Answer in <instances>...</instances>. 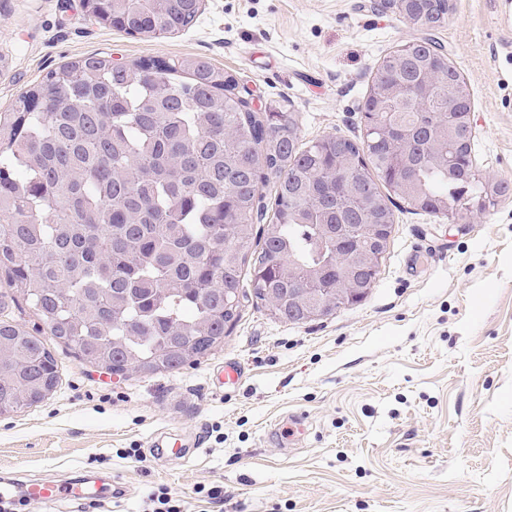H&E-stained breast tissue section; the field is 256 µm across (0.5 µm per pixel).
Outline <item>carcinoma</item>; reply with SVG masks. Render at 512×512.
I'll return each mask as SVG.
<instances>
[{
    "instance_id": "obj_1",
    "label": "carcinoma",
    "mask_w": 512,
    "mask_h": 512,
    "mask_svg": "<svg viewBox=\"0 0 512 512\" xmlns=\"http://www.w3.org/2000/svg\"><path fill=\"white\" fill-rule=\"evenodd\" d=\"M101 26L141 39L192 27L197 0H85ZM449 0H414L420 29L448 19ZM435 51L408 41L374 82L425 90L421 101L367 96L363 117L403 129L302 143L293 113L244 112L235 81L204 56L113 67L96 53L63 63L0 113V274L52 339L91 365L175 372L224 343L252 299L298 324L336 282L340 224H393L392 197L432 214L464 215L509 185L482 181L472 136L450 126L448 81L432 82ZM401 164L388 163L394 150ZM273 184L271 205L261 188ZM273 222L255 231L266 208ZM280 308L273 309L270 298ZM0 300V396L27 406L56 388L59 365Z\"/></svg>"
}]
</instances>
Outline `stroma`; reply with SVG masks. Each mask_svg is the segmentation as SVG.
<instances>
[{"mask_svg":"<svg viewBox=\"0 0 512 512\" xmlns=\"http://www.w3.org/2000/svg\"><path fill=\"white\" fill-rule=\"evenodd\" d=\"M418 35L384 0H206L191 29L157 41L100 27L80 0H0V112L78 57L201 55L258 110L293 112L302 140L358 142L377 65ZM431 36L472 96L481 177L512 185L501 0H451ZM51 349L55 392L0 414V480L108 475L122 490L98 512H153L161 486L178 512H512V193L456 224L397 202L362 302L307 324L243 302L223 345L179 371L117 377ZM228 362L243 377L227 391ZM292 412L304 434L272 437ZM162 437L203 445L159 460Z\"/></svg>","mask_w":512,"mask_h":512,"instance_id":"1","label":"stroma"}]
</instances>
